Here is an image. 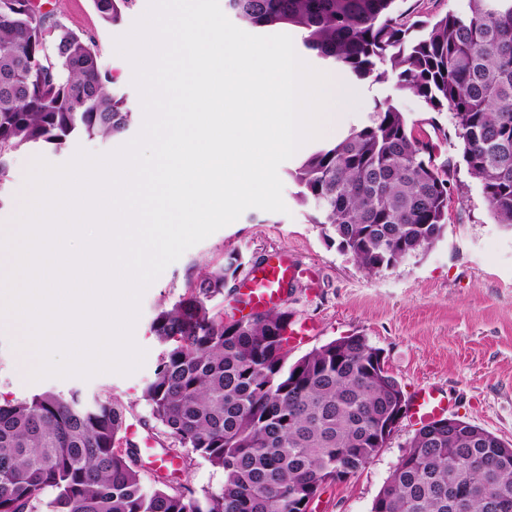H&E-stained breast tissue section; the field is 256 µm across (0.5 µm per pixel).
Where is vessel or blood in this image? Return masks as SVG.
Instances as JSON below:
<instances>
[{
  "label": "vessel or blood",
  "mask_w": 512,
  "mask_h": 512,
  "mask_svg": "<svg viewBox=\"0 0 512 512\" xmlns=\"http://www.w3.org/2000/svg\"><path fill=\"white\" fill-rule=\"evenodd\" d=\"M296 267L280 257L265 261L242 280L239 293L249 307L264 310L278 306L284 288L295 279ZM448 409V399L433 388L419 390L412 401L410 415L419 423H427L442 416Z\"/></svg>",
  "instance_id": "obj_1"
}]
</instances>
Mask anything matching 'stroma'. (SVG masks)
Here are the masks:
<instances>
[{
    "label": "stroma",
    "mask_w": 512,
    "mask_h": 512,
    "mask_svg": "<svg viewBox=\"0 0 512 512\" xmlns=\"http://www.w3.org/2000/svg\"><path fill=\"white\" fill-rule=\"evenodd\" d=\"M54 19L72 31L94 39L104 66L119 78L128 97L133 121L126 133L134 138L143 122L139 92L133 85L130 62L116 54L114 39L127 33L144 14L149 0L124 14L116 25L104 24L93 0H41ZM360 103L347 108L344 123L325 137L309 142V149L333 145L349 130L367 121L376 103L395 100L409 119L426 117L422 99L400 95L392 82L362 81ZM438 127L424 126L426 139L438 155H450L457 163L448 203V222L436 245L418 256L376 274L361 270L353 258L341 252L310 223V209L298 197L293 173L304 160L296 153L279 167L287 213L251 208L236 221L188 249L145 290L134 327V340L145 352L142 366L128 375L102 373L84 380L78 377L38 381L19 377L18 351L13 339L0 334V402L31 397L51 390L65 395L78 388L92 398L110 393L130 408L128 434L140 450L145 471L170 474L172 480L194 490L215 489L224 477L203 459L189 468L179 460L162 456L152 433L149 407L143 389L152 378L161 346L150 324L162 306L186 292L191 275L222 264L238 252L258 263L274 253L288 255L298 270L288 286V309L295 326L308 327L304 336L288 343L290 359H298L331 340L362 335L380 348L389 372L401 384L406 399L420 388L432 386L451 400L447 415L469 421L497 437L512 442V228L490 216L477 180L462 161L456 139H444L452 129L449 113L438 114ZM85 137L72 148L56 152L52 147L25 148L10 161V176L0 184V222L16 212L18 177L32 158L40 156L59 165L76 149L107 153L120 147ZM417 422L404 417L395 434L370 462L348 479L326 486L310 505V512H370L374 498L406 450Z\"/></svg>",
    "instance_id": "1"
}]
</instances>
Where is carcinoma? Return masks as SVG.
<instances>
[{"mask_svg":"<svg viewBox=\"0 0 512 512\" xmlns=\"http://www.w3.org/2000/svg\"><path fill=\"white\" fill-rule=\"evenodd\" d=\"M396 0H224L242 22L301 33L302 45L353 80H391L429 112H448L469 174L489 212L512 227V0H470L466 15L427 20ZM136 0H93L118 23ZM0 10V184L12 155L79 137L112 139L131 112L95 43L45 15ZM393 102L339 143L313 150L294 172L310 220L369 274L437 243L448 223L456 163H438ZM241 257L189 280L151 332L162 345L143 390L164 454L197 456L223 471L196 491L156 473L145 487L127 407L104 394L91 405L52 391L0 403V512H309L326 485L359 471L388 438L403 393L375 362L379 349L351 335L289 361L286 307L226 319L214 304ZM512 512V442L465 420L422 425L371 512Z\"/></svg>","mask_w":512,"mask_h":512,"instance_id":"carcinoma-1","label":"carcinoma"}]
</instances>
